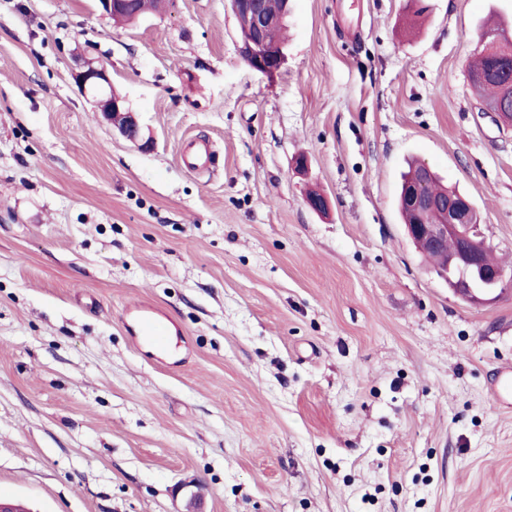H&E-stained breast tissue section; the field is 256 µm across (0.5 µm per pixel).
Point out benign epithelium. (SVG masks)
<instances>
[{
	"instance_id": "7a95c632",
	"label": "benign epithelium",
	"mask_w": 512,
	"mask_h": 512,
	"mask_svg": "<svg viewBox=\"0 0 512 512\" xmlns=\"http://www.w3.org/2000/svg\"><path fill=\"white\" fill-rule=\"evenodd\" d=\"M103 13L112 16L139 17L137 0H98ZM236 15L250 21L251 35L242 40V54L252 69L267 75L276 73L283 63V53L268 48L264 33L271 20L267 17L261 0H231ZM82 94L90 100L126 140L140 143L143 130L135 113L125 105V100L112 95L107 68L100 62L88 60L83 70L74 74ZM430 170L422 168L419 182L408 193V205L418 214L435 212L439 219L433 223L405 225L412 243L422 252L438 251L452 238L455 249L448 253V263L435 269L438 277L451 281L449 288L462 299L477 303L483 297L503 292L512 287V276L502 269H489L484 263L485 241L480 224L475 222V208L461 194L431 195L423 190Z\"/></svg>"
}]
</instances>
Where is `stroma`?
<instances>
[{
    "instance_id": "1",
    "label": "stroma",
    "mask_w": 512,
    "mask_h": 512,
    "mask_svg": "<svg viewBox=\"0 0 512 512\" xmlns=\"http://www.w3.org/2000/svg\"><path fill=\"white\" fill-rule=\"evenodd\" d=\"M289 0L285 62L229 0L114 25L0 0V496L34 512H512V288L456 296L396 192L474 205L512 271V125L467 78L512 0ZM108 68L151 147L74 75ZM209 142V170L189 169ZM308 166L297 170L295 160ZM321 193L326 209L307 204ZM178 331L165 359L133 309Z\"/></svg>"
}]
</instances>
